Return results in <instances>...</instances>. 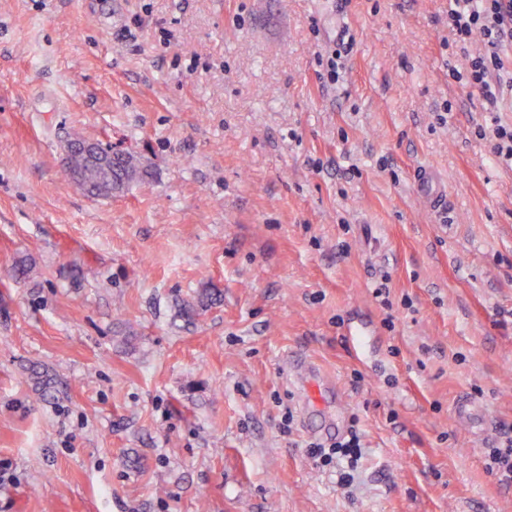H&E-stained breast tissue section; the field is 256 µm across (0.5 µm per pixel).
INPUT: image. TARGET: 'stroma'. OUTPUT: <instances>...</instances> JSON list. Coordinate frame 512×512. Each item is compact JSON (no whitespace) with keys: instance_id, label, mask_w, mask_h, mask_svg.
<instances>
[{"instance_id":"1","label":"stroma","mask_w":512,"mask_h":512,"mask_svg":"<svg viewBox=\"0 0 512 512\" xmlns=\"http://www.w3.org/2000/svg\"><path fill=\"white\" fill-rule=\"evenodd\" d=\"M449 7L0 0V512H512L483 464L512 426V168L478 134L512 103L456 79ZM69 131L150 177L88 196ZM338 416L348 486L308 449ZM416 181L422 201L427 209L432 211L445 199L444 191L437 178L430 171H420ZM314 370V366L308 365L304 361L297 362L292 369L293 382L301 391L303 400L308 403L314 401L317 396L321 397L318 385L311 378ZM360 441L358 434L351 431L346 437L336 441L327 449L317 444H312L309 448H311L310 453L313 456H318L323 462H330L335 457L336 459H346L347 468L353 470L361 456Z\"/></svg>"}]
</instances>
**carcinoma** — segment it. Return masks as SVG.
Instances as JSON below:
<instances>
[{
  "mask_svg": "<svg viewBox=\"0 0 512 512\" xmlns=\"http://www.w3.org/2000/svg\"><path fill=\"white\" fill-rule=\"evenodd\" d=\"M67 163L75 172V183L80 189L101 197L120 192L151 176L141 157L132 153L111 154L104 163L97 164L84 153L75 152L68 157Z\"/></svg>",
  "mask_w": 512,
  "mask_h": 512,
  "instance_id": "carcinoma-1",
  "label": "carcinoma"
}]
</instances>
